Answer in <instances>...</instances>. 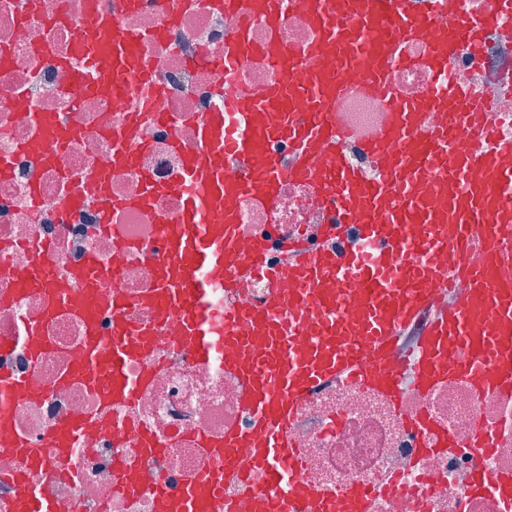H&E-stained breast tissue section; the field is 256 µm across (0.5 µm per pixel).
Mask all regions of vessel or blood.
Segmentation results:
<instances>
[{"label": "vessel or blood", "mask_w": 512, "mask_h": 512, "mask_svg": "<svg viewBox=\"0 0 512 512\" xmlns=\"http://www.w3.org/2000/svg\"><path fill=\"white\" fill-rule=\"evenodd\" d=\"M225 12H247L278 29L286 11L303 15L315 37L304 56L283 51L277 40L258 46L239 30L215 63L236 72L246 57L277 67L280 82L260 96H230L224 111L207 113L197 124V144L186 152L179 180L162 185L141 173L138 208L153 210L161 193L177 194L176 226L165 232L154 288L142 300L160 312L179 314L177 335L192 359L220 363L236 377L241 400L256 422L223 438L199 435L201 447L219 456L221 472H207L171 495L155 489L157 512H212L225 483L240 489L241 512H367L365 496L344 498L295 482L300 459L289 428L296 408L322 384L344 380L383 393L401 408L405 385L423 393L451 380L476 384L478 394L512 393V137L486 119L485 99L471 104L466 87L449 67L459 52L480 58L486 31L512 36V0H492L474 13L468 0H432L413 10L408 0H217ZM87 62L110 93L147 83L140 66V36L112 18L87 22ZM425 45L416 59L402 45ZM419 66L433 82L410 100L389 97L386 125L366 141L377 177L350 165L338 147L342 135L335 110L342 88L359 80L380 87L389 69ZM303 80H296L298 69ZM29 151L53 159L50 142L68 134L51 119ZM468 135L475 149L460 152ZM295 147V161L281 173L274 140ZM238 160L241 172L228 168ZM310 186L317 201L336 209L323 228V246L287 247L279 267L268 263V239L242 250L238 216L243 200L274 204L282 179ZM269 273L270 290L261 304L228 307L214 295L242 287ZM465 283L452 305L440 304L449 276ZM88 285L87 346L74 375L96 388L103 407L127 404L148 377L126 374L129 360L149 348L151 331L128 318L124 293L101 284L95 260L75 269ZM14 291L42 290L48 314L65 301L55 287L50 248L33 249L29 266L11 271ZM436 307L414 353L411 367L400 362L396 345L407 326ZM112 319L102 335L95 314ZM23 377L0 372V449L36 461L24 438L4 429L16 401L30 394ZM423 448H444L446 437L419 414L407 419ZM85 422L57 424L49 440L60 453L81 438ZM264 473L265 493L252 488L253 471Z\"/></svg>", "instance_id": "1"}]
</instances>
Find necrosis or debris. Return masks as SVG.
I'll use <instances>...</instances> for the list:
<instances>
[{"label":"necrosis or debris","mask_w":512,"mask_h":512,"mask_svg":"<svg viewBox=\"0 0 512 512\" xmlns=\"http://www.w3.org/2000/svg\"><path fill=\"white\" fill-rule=\"evenodd\" d=\"M169 2L139 0L128 10L121 0H0V158L11 163L9 176L0 179V292L12 286L8 270L27 265L40 241L51 243L54 282L66 291L62 309L52 317L37 290L0 304V336L11 340L9 352L0 355V369L26 377L35 388L17 402L9 425L42 459L41 467L31 470L21 456L0 452V512H13L28 489L50 501L54 512H155L156 484L177 490L219 468V459L199 446V434L217 438L251 422L237 381L221 365L189 357L174 334L173 313L141 303L154 285L161 226L129 201L141 191L140 172L160 182L177 175L183 157L174 142L195 146L198 119L223 108L226 93L236 88L258 93L279 81V72L257 56L243 62L233 82L212 68L239 29H247L253 43L274 38L288 50L311 42L314 32L296 13H286L273 31L248 14H225L213 0H193L169 19ZM97 12L113 13L141 35L138 53L151 71L149 85L115 97L81 84V48L88 19ZM452 71L476 95L497 92L494 120L501 134L512 136V40L488 31L481 61L459 52ZM336 110L349 132L344 143L349 162L376 176L364 143L387 121L386 98L355 83ZM156 112L177 117V124L155 123ZM39 115L55 117L74 133L58 162L41 161L24 149L40 133ZM128 127L131 144L146 145L132 167L112 162L113 135ZM100 170L120 202L107 231L100 227L94 182ZM331 221L305 186L287 182L275 205L243 202L241 242L247 246L260 233H270L269 259L279 264L282 240L318 238L321 225ZM120 238L136 243L137 251L117 254ZM90 257L105 269L119 265L115 285L133 303L131 320L154 333L151 351L128 366L134 376L152 370L150 384L134 402L108 410L92 386L72 376L87 341L88 295L71 271ZM33 324L42 327L39 349L28 334ZM408 405L422 408L459 448L422 452L385 396L328 382L303 400L291 428L303 458L298 479L316 489L370 490V512H512L510 496L471 492L475 470L491 478L512 473V400L480 398L471 385L449 383ZM334 415L341 422L333 428ZM63 421H83L87 428L62 457L47 432ZM482 427L498 433L488 451L471 446ZM144 428L166 441L164 456L153 458L140 448ZM121 461L137 470L136 493L113 489Z\"/></svg>","instance_id":"obj_1"}]
</instances>
